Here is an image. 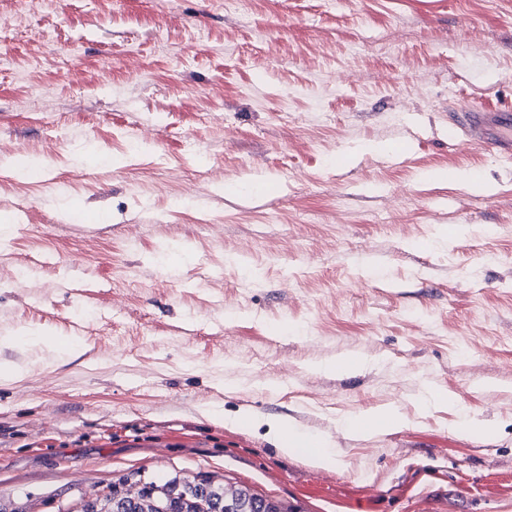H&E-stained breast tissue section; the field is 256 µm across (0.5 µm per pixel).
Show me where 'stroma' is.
Instances as JSON below:
<instances>
[{"label": "stroma", "mask_w": 512, "mask_h": 512, "mask_svg": "<svg viewBox=\"0 0 512 512\" xmlns=\"http://www.w3.org/2000/svg\"><path fill=\"white\" fill-rule=\"evenodd\" d=\"M473 104H512V0H0V512L135 472L512 512V157ZM512 109L497 112L471 110L456 120L470 142L487 143L501 153L512 154ZM406 424L402 414L395 407H385L371 415H360L341 423V428L362 436L398 428ZM273 435L279 443V449L286 454L293 452L295 448H308L307 443L312 439L292 429L287 423L274 425ZM333 455V449L322 443L316 450L312 451L308 448L305 456L310 465L321 467L327 465Z\"/></svg>", "instance_id": "1"}]
</instances>
